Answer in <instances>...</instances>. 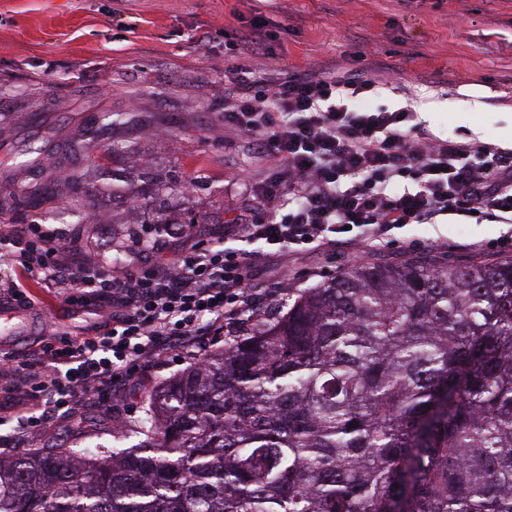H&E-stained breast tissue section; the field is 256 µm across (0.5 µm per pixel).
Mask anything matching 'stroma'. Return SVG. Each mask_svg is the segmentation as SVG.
I'll list each match as a JSON object with an SVG mask.
<instances>
[{
	"label": "stroma",
	"instance_id": "1",
	"mask_svg": "<svg viewBox=\"0 0 512 512\" xmlns=\"http://www.w3.org/2000/svg\"><path fill=\"white\" fill-rule=\"evenodd\" d=\"M258 20L273 40L239 53L240 32ZM309 63L375 80L356 108L408 109L430 137L512 149V0H0V196L36 189L30 207L2 209L0 222L59 230L71 249L107 263L118 255L153 263L184 251L187 238L223 237L225 225L251 216L252 188L272 174L252 141L224 122V70L284 80ZM476 98L484 103L477 113ZM425 111L437 121H423ZM100 112L124 122L74 151ZM152 129L166 132L164 148ZM36 155L52 182L22 171ZM101 213L107 223H95ZM511 235L512 223L451 220L405 225L376 247L271 257L268 283L285 279L290 288L272 293L264 312L273 316L286 297L359 262L508 259L498 243ZM28 285L39 315L13 351H31L47 328L75 335L96 325L37 277ZM191 364L150 368L120 389L111 411L82 404L30 448L138 445L152 388Z\"/></svg>",
	"mask_w": 512,
	"mask_h": 512
}]
</instances>
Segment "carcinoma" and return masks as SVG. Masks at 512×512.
Segmentation results:
<instances>
[{
  "mask_svg": "<svg viewBox=\"0 0 512 512\" xmlns=\"http://www.w3.org/2000/svg\"><path fill=\"white\" fill-rule=\"evenodd\" d=\"M141 429L0 458V512H512V259L353 264L162 382Z\"/></svg>",
  "mask_w": 512,
  "mask_h": 512,
  "instance_id": "carcinoma-1",
  "label": "carcinoma"
}]
</instances>
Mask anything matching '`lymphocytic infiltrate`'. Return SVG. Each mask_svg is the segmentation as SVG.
<instances>
[{
	"label": "lymphocytic infiltrate",
	"mask_w": 512,
	"mask_h": 512,
	"mask_svg": "<svg viewBox=\"0 0 512 512\" xmlns=\"http://www.w3.org/2000/svg\"><path fill=\"white\" fill-rule=\"evenodd\" d=\"M225 75L235 85L225 122L275 164L273 178L256 186L258 211L229 225L226 240L195 242L171 262L110 269L72 252L62 233L0 228V251L14 267L104 320L85 336L44 333L29 356L0 354V376L28 386L27 433L85 400L109 406L166 356L234 335L265 299L254 245L302 254L352 244V229L381 242L407 224L474 213L512 223L511 149L429 138L405 109H349L346 98L373 82L348 73L309 67L260 84L234 69Z\"/></svg>",
	"instance_id": "1"
}]
</instances>
